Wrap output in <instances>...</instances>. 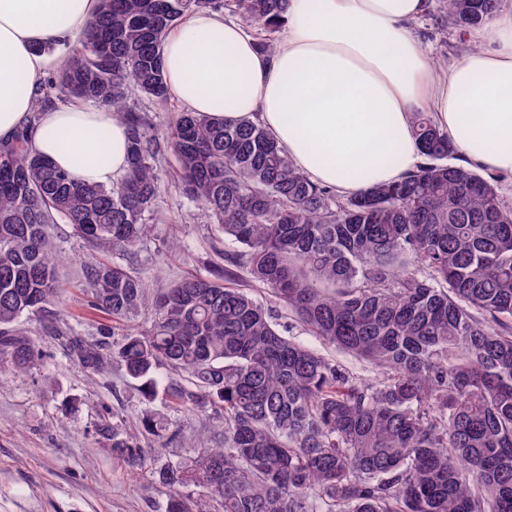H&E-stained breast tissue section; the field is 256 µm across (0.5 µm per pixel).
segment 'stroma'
Listing matches in <instances>:
<instances>
[{"mask_svg":"<svg viewBox=\"0 0 512 512\" xmlns=\"http://www.w3.org/2000/svg\"><path fill=\"white\" fill-rule=\"evenodd\" d=\"M411 28L435 66H448L465 51L456 41H442L429 16ZM156 168L155 219L129 259L150 296L184 277L224 267L232 249L183 194L170 150H161ZM54 234L64 258L60 316L51 330L37 317L22 320L19 328L33 341L40 365L0 372V512H165L169 490L159 480V466L187 462L195 449L214 447L217 421L210 412H167L170 428L157 438L145 432L143 418L164 406L145 404L119 362L92 375L67 355L65 335L97 338L100 318L78 286L84 242L67 224L56 225ZM280 321L298 341L354 375L369 376L364 362L326 345L294 317L284 314ZM116 431L138 438L147 467L132 473L113 459Z\"/></svg>","mask_w":512,"mask_h":512,"instance_id":"1","label":"stroma"}]
</instances>
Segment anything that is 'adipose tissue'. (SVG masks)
Returning a JSON list of instances; mask_svg holds the SVG:
<instances>
[{
  "label": "adipose tissue",
  "mask_w": 512,
  "mask_h": 512,
  "mask_svg": "<svg viewBox=\"0 0 512 512\" xmlns=\"http://www.w3.org/2000/svg\"><path fill=\"white\" fill-rule=\"evenodd\" d=\"M100 0H0V141L31 127L32 144L72 180L120 181L129 131L81 101L36 108L63 46L82 35ZM429 0H289L272 51L251 29L200 10L170 28L163 66L171 94L192 112L226 121L258 117L317 184L352 195L415 171L423 157L414 113H430L457 154L512 176V12L487 26L491 44L435 69L411 33Z\"/></svg>",
  "instance_id": "1"
}]
</instances>
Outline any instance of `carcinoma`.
Here are the masks:
<instances>
[{"instance_id":"1","label":"carcinoma","mask_w":512,"mask_h":512,"mask_svg":"<svg viewBox=\"0 0 512 512\" xmlns=\"http://www.w3.org/2000/svg\"><path fill=\"white\" fill-rule=\"evenodd\" d=\"M512 0H436L437 32L459 39ZM226 8L268 50L288 0H101L80 47L40 90L35 108L80 98L130 133L120 182L80 184L32 146L27 129L0 143V356L39 365L17 327L54 328L62 304L54 226L62 222L110 259L81 263L100 338H69L86 371L118 359L144 399L212 410L224 444L166 464V512H512V206L500 179L448 162V134L413 116L423 162L398 181L352 196L314 183L256 120L183 112L166 136L185 190L236 246L252 278L326 343L367 362L355 376L286 335L230 270L191 275L154 297L145 333L107 342L132 321L145 284L127 262L147 235L159 193L161 144L128 103L136 86L168 94L162 37L188 13ZM169 366L187 384L163 382ZM148 432L169 426L146 414ZM112 457L143 467L144 449L112 429ZM201 487L208 507L187 492Z\"/></svg>"}]
</instances>
